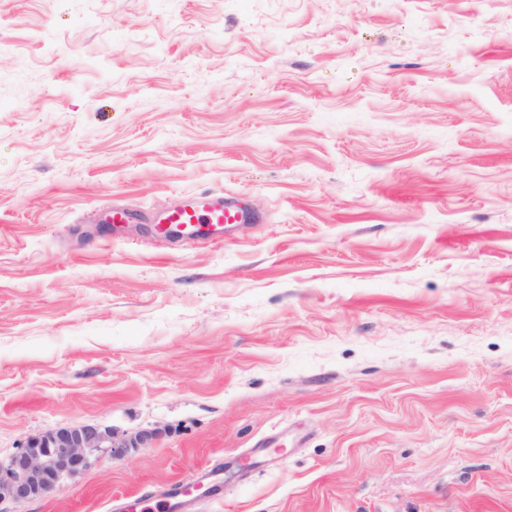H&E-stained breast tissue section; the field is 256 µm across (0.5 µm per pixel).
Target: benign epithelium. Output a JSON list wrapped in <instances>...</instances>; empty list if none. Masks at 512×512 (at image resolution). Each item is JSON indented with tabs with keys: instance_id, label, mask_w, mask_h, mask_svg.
<instances>
[{
	"instance_id": "benign-epithelium-1",
	"label": "benign epithelium",
	"mask_w": 512,
	"mask_h": 512,
	"mask_svg": "<svg viewBox=\"0 0 512 512\" xmlns=\"http://www.w3.org/2000/svg\"><path fill=\"white\" fill-rule=\"evenodd\" d=\"M160 434L156 428L125 436L110 427L74 423L32 436L16 453L0 457V512L52 495L102 454L121 459L149 448Z\"/></svg>"
}]
</instances>
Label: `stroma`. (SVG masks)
Returning a JSON list of instances; mask_svg holds the SVG:
<instances>
[{
    "label": "stroma",
    "instance_id": "obj_1",
    "mask_svg": "<svg viewBox=\"0 0 512 512\" xmlns=\"http://www.w3.org/2000/svg\"><path fill=\"white\" fill-rule=\"evenodd\" d=\"M83 422L23 512H512V0H0V456ZM243 216L224 203V196L209 195L190 197L167 209L159 218L162 233L181 236L185 242L207 238L213 244L223 241L224 224H236ZM174 235V234H173ZM160 434L156 428L125 436L110 427L74 423L32 436L16 453L0 457V511L19 512L10 506L46 498L100 455L124 458L139 448L151 447ZM220 474L221 472L218 470L205 479H196L192 486L186 485L185 482H176L167 485L161 494L167 497L166 503L170 510L182 509L194 499L193 492H198L203 487H207L206 491L213 496L218 495L221 489L220 479L218 478ZM208 479L210 480L205 482V480ZM172 500L174 501L173 503Z\"/></svg>",
    "mask_w": 512,
    "mask_h": 512
}]
</instances>
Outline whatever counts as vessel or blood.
<instances>
[{
	"mask_svg": "<svg viewBox=\"0 0 512 512\" xmlns=\"http://www.w3.org/2000/svg\"><path fill=\"white\" fill-rule=\"evenodd\" d=\"M241 220L239 212L228 206L220 195L184 199L160 217L164 233H177L188 242L204 237L214 244L222 242L225 225ZM202 488L211 494H219L221 483L217 474H210L208 481L198 480L191 486L182 482L167 485L163 494L171 500L174 512H180L192 501L194 490Z\"/></svg>",
	"mask_w": 512,
	"mask_h": 512,
	"instance_id": "b4317fda",
	"label": "vessel or blood"
}]
</instances>
